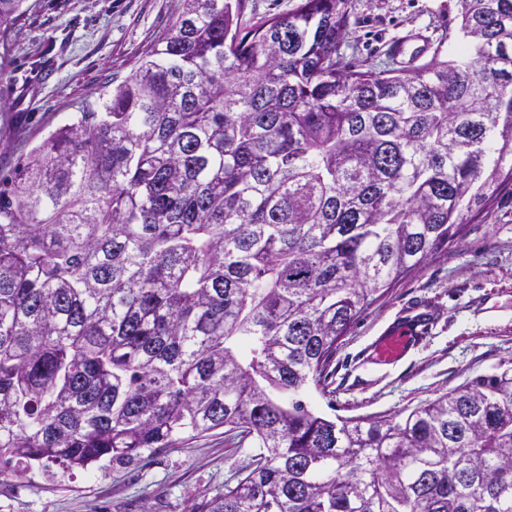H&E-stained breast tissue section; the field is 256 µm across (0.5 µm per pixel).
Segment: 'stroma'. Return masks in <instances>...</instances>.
<instances>
[{
    "label": "stroma",
    "instance_id": "1",
    "mask_svg": "<svg viewBox=\"0 0 512 512\" xmlns=\"http://www.w3.org/2000/svg\"><path fill=\"white\" fill-rule=\"evenodd\" d=\"M180 0H27L0 63V174L123 77L177 14ZM455 0H352L350 59L399 67L388 44L409 31L459 43ZM418 336L393 361L379 342L404 326ZM512 363V184L424 266L395 283L336 348L324 389L303 400L329 418L394 415ZM251 448L223 431L131 464L101 462L60 480L35 471L0 479V512H187L235 483Z\"/></svg>",
    "mask_w": 512,
    "mask_h": 512
}]
</instances>
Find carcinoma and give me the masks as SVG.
Segmentation results:
<instances>
[{
    "instance_id": "cac0c4a2",
    "label": "carcinoma",
    "mask_w": 512,
    "mask_h": 512,
    "mask_svg": "<svg viewBox=\"0 0 512 512\" xmlns=\"http://www.w3.org/2000/svg\"><path fill=\"white\" fill-rule=\"evenodd\" d=\"M25 0H0V33ZM139 63L0 177V477L257 449L189 512H512V367L333 420L338 340L512 182V0L472 50L340 53L352 0L251 27L180 0Z\"/></svg>"
}]
</instances>
